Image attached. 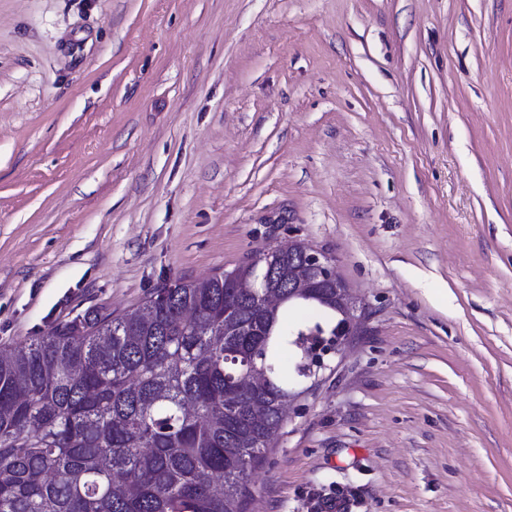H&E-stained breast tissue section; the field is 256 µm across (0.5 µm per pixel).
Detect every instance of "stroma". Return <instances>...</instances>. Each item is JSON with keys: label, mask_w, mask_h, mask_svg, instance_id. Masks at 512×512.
I'll list each match as a JSON object with an SVG mask.
<instances>
[{"label": "stroma", "mask_w": 512, "mask_h": 512, "mask_svg": "<svg viewBox=\"0 0 512 512\" xmlns=\"http://www.w3.org/2000/svg\"><path fill=\"white\" fill-rule=\"evenodd\" d=\"M296 238L364 319L248 512H512V0H0V345Z\"/></svg>", "instance_id": "stroma-1"}]
</instances>
